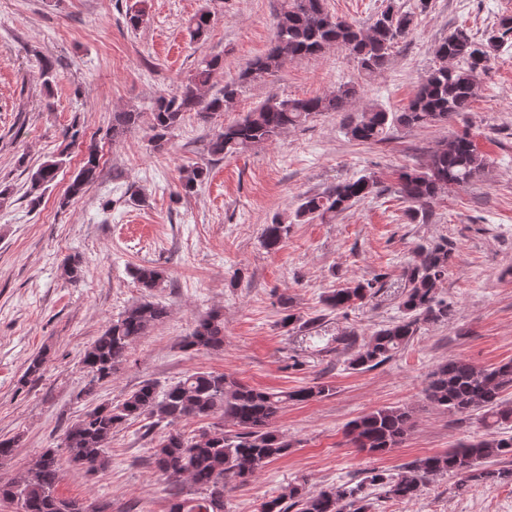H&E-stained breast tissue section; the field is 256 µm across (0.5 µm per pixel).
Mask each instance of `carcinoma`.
<instances>
[{"mask_svg": "<svg viewBox=\"0 0 512 512\" xmlns=\"http://www.w3.org/2000/svg\"><path fill=\"white\" fill-rule=\"evenodd\" d=\"M414 16L388 7L365 28L355 20L327 11L325 0H280L274 39L270 48L254 58L238 76L215 93H209L217 74L224 70L222 58L202 61L195 73L177 91L159 96L151 109L153 149L162 150L168 135L191 112L208 122L223 114L241 89L258 79L273 76L295 58H316L338 46L357 60L368 74L384 69L392 49L413 30ZM211 15L201 10L191 17L188 32L201 40L210 31ZM512 37V16L503 17L498 28L482 39L456 30L436 47L439 64L418 86L408 106L401 112L377 107L363 108L345 125V135L361 143H378L395 125L425 127L446 123L452 116L470 110L476 94L478 74L485 71L502 43ZM358 91L344 84L336 91L308 98H271L227 123L213 133L207 150L212 156H233L275 141L291 128L324 112H343L353 106ZM138 112H116L112 136L118 137L138 122ZM66 163L63 154L44 161L29 176L30 204L40 203L42 191L55 180ZM486 160L467 134L455 135L432 151L422 170H405L398 177V193L410 207L414 220L438 195L450 186L464 187L484 171ZM99 158L89 147L82 165L68 188L67 198L84 193L97 179ZM208 175V169L192 166L183 172L181 189L189 193ZM377 179L363 175L338 182L322 192L301 199L296 218L334 217L375 192ZM289 225L274 220L264 226L261 238L268 250L280 249L288 237ZM451 251L448 242L419 249V261L404 271L405 291L399 308L402 317L375 331L349 359V368L372 370L389 361L417 335L421 324L448 319L450 306L441 295ZM132 276L146 297L110 322L90 344L82 365L93 385L112 377L115 367L126 359L131 346L167 316L165 306L151 301L164 287L163 274L149 267H137ZM380 277L364 279L352 287L336 288L322 296L324 310H347L366 304L378 293ZM224 346V319L211 312L198 320L182 348L216 351ZM512 388V360L491 368H477L463 358L439 364L430 375L426 397L450 414L480 412L485 430L481 438L463 441L443 453L420 458L397 475L373 470L354 486L311 492L302 484H290L277 494L263 498L259 512H368L365 486L379 490L386 499L412 500L427 480L451 473L461 485L469 482H511L512 469L480 468L484 459L512 458V403L503 399ZM334 387L324 383L294 391L263 390L237 378L214 372H193L176 383L161 386L145 380L121 403H100L88 409L67 428L63 448L71 463L89 473L108 464L106 447L112 430L128 420L143 418V436L153 444L151 455L156 471L171 485L190 483L189 494L169 491L168 512H224V489L230 482L250 483L262 469L286 455L290 443L275 428L279 413L290 402H307L332 395ZM195 418L213 420L211 426L193 437L176 430L182 421ZM236 432L224 430V421ZM411 415L404 408L380 407L346 425L347 441L356 448L386 453L399 445L410 429ZM62 464L58 450L48 448L29 464L19 480L0 479V500L17 502L24 512H108L107 504L86 505L62 498L57 493Z\"/></svg>", "mask_w": 512, "mask_h": 512, "instance_id": "obj_1", "label": "carcinoma"}]
</instances>
